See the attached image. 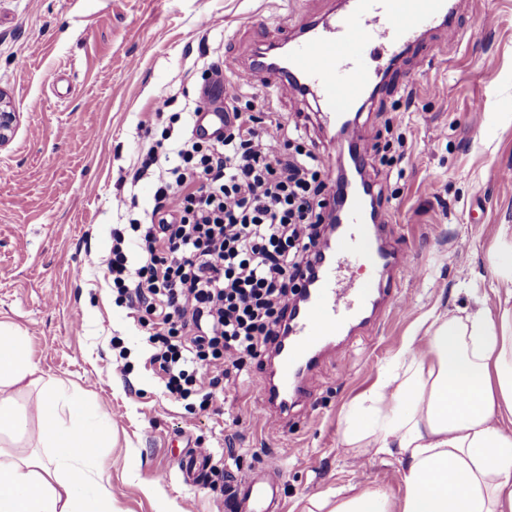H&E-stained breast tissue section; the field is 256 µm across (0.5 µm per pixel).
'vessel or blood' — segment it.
Instances as JSON below:
<instances>
[{
  "mask_svg": "<svg viewBox=\"0 0 512 512\" xmlns=\"http://www.w3.org/2000/svg\"><path fill=\"white\" fill-rule=\"evenodd\" d=\"M452 9L451 0H342L338 12L303 21L300 32L287 39L283 68L255 63L242 73L254 80L272 79L275 95L315 100L322 119L342 130L340 148L360 171L369 138L351 116L371 100L367 58L377 50L385 66L394 65L421 32L445 22ZM334 188L341 207L336 239L322 249L301 301L290 304L287 330L272 352L259 392L262 420L276 430L286 427L290 410L307 403L308 380L325 358L341 356L337 336L353 338L396 301L395 276L408 263L403 253L368 231L381 221L370 206L373 184L355 178L335 181ZM359 257L369 262L372 278L342 284L343 269ZM279 499L280 470L271 464L237 480L224 509L277 512Z\"/></svg>",
  "mask_w": 512,
  "mask_h": 512,
  "instance_id": "b4317fda",
  "label": "vessel or blood"
}]
</instances>
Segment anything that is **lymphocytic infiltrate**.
Returning <instances> with one entry per match:
<instances>
[{
    "instance_id": "lymphocytic-infiltrate-1",
    "label": "lymphocytic infiltrate",
    "mask_w": 512,
    "mask_h": 512,
    "mask_svg": "<svg viewBox=\"0 0 512 512\" xmlns=\"http://www.w3.org/2000/svg\"><path fill=\"white\" fill-rule=\"evenodd\" d=\"M170 104L156 99L169 125L132 177L153 183L151 208L137 218L136 195L114 197L105 264L167 395L204 410L281 335L318 257L327 183L323 159L273 106L228 88L224 129L209 138L201 98L175 114Z\"/></svg>"
}]
</instances>
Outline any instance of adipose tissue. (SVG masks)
<instances>
[{
	"instance_id": "adipose-tissue-1",
	"label": "adipose tissue",
	"mask_w": 512,
	"mask_h": 512,
	"mask_svg": "<svg viewBox=\"0 0 512 512\" xmlns=\"http://www.w3.org/2000/svg\"><path fill=\"white\" fill-rule=\"evenodd\" d=\"M488 255L497 282L467 289L476 311L429 314L424 335L395 355L393 375L345 417L343 446L399 458L402 496L340 489L330 512H512V245ZM36 383L11 335L0 349V438L25 423L4 389ZM36 411L50 454L0 458V512H112L85 405L54 392Z\"/></svg>"
}]
</instances>
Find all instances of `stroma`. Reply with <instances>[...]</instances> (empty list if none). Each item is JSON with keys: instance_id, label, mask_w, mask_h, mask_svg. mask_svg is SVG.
I'll list each match as a JSON object with an SVG mask.
<instances>
[{"instance_id": "35a3bbf8", "label": "stroma", "mask_w": 512, "mask_h": 512, "mask_svg": "<svg viewBox=\"0 0 512 512\" xmlns=\"http://www.w3.org/2000/svg\"><path fill=\"white\" fill-rule=\"evenodd\" d=\"M454 2L452 25L423 37L436 57L410 53L361 114L372 135L366 176L383 191L387 236L413 268L397 275L398 302L344 358L322 364L311 405L277 434L257 423L262 357L207 410L191 415L170 399L139 325L112 298L103 260L119 222L113 197L153 194L150 182H130L162 131L156 98L179 111L204 60L249 65L282 37L286 17L301 22L339 0H0V93L22 114L0 149V324L22 336L44 380L89 407L112 512H225V486L272 458L282 512L342 487L401 495L397 458L342 445L344 414L386 377L427 313H458L470 305L465 288L489 286L488 251L512 225V0ZM146 42L155 49L144 57ZM243 97L272 103L322 158L338 160L313 102L276 97L266 81ZM115 336L130 350L125 377L112 372ZM198 446L222 455L223 483L183 477L179 461Z\"/></svg>"}]
</instances>
